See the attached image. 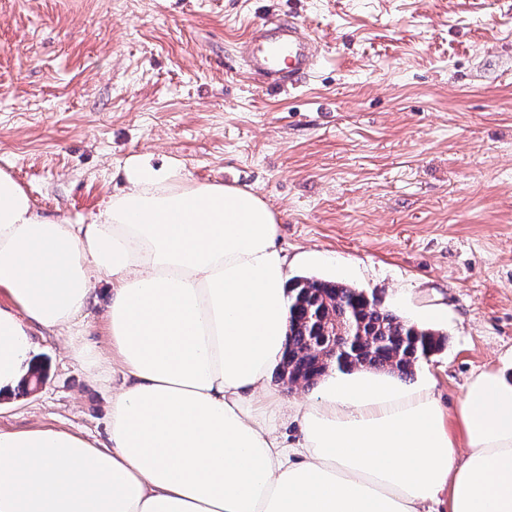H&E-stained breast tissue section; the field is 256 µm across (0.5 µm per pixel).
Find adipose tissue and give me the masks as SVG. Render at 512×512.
Wrapping results in <instances>:
<instances>
[{"label": "adipose tissue", "instance_id": "1", "mask_svg": "<svg viewBox=\"0 0 512 512\" xmlns=\"http://www.w3.org/2000/svg\"><path fill=\"white\" fill-rule=\"evenodd\" d=\"M90 223L36 212L0 169V395L98 302L127 378L106 444L0 433V512H512V370L472 376L455 418L435 380L329 371L284 400L288 259L255 192L136 157ZM299 433L288 438L286 428Z\"/></svg>", "mask_w": 512, "mask_h": 512}]
</instances>
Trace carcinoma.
<instances>
[{
    "instance_id": "1",
    "label": "carcinoma",
    "mask_w": 512,
    "mask_h": 512,
    "mask_svg": "<svg viewBox=\"0 0 512 512\" xmlns=\"http://www.w3.org/2000/svg\"><path fill=\"white\" fill-rule=\"evenodd\" d=\"M288 350L278 378L310 389L329 370L368 368L406 379L417 362L440 351L445 337L380 307L376 299L340 282L298 277L288 285ZM356 318L363 339L332 356L330 345L343 323Z\"/></svg>"
}]
</instances>
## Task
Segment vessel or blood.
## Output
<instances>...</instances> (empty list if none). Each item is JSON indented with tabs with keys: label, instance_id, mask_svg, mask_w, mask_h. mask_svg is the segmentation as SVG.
I'll return each instance as SVG.
<instances>
[{
	"label": "vessel or blood",
	"instance_id": "1",
	"mask_svg": "<svg viewBox=\"0 0 512 512\" xmlns=\"http://www.w3.org/2000/svg\"><path fill=\"white\" fill-rule=\"evenodd\" d=\"M244 54L251 70L274 89L309 80L318 64L315 43L296 20L263 22L246 39Z\"/></svg>",
	"mask_w": 512,
	"mask_h": 512
}]
</instances>
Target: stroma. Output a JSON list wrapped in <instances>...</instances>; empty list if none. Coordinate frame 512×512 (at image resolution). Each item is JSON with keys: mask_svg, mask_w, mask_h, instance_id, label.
I'll return each instance as SVG.
<instances>
[{"mask_svg": "<svg viewBox=\"0 0 512 512\" xmlns=\"http://www.w3.org/2000/svg\"><path fill=\"white\" fill-rule=\"evenodd\" d=\"M271 18L323 53L298 89L237 52ZM140 154L260 195L289 277L446 334L415 373L448 413L512 362V0H0V169L37 211L90 222ZM105 311L38 337L46 377L0 399V432L106 440L125 376Z\"/></svg>", "mask_w": 512, "mask_h": 512, "instance_id": "35a3bbf8", "label": "stroma"}]
</instances>
